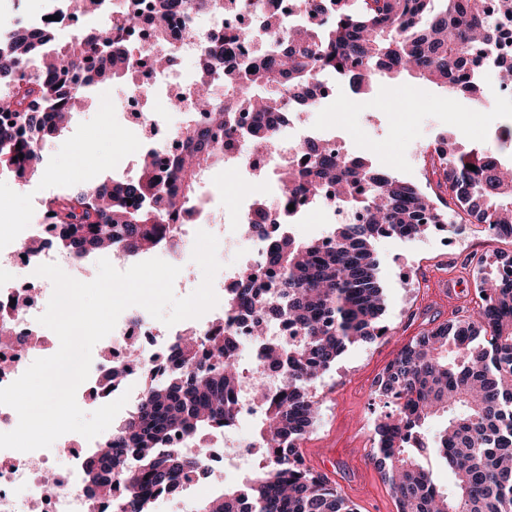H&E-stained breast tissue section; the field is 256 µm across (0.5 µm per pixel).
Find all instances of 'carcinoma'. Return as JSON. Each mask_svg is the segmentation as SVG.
Wrapping results in <instances>:
<instances>
[{
  "label": "carcinoma",
  "instance_id": "1",
  "mask_svg": "<svg viewBox=\"0 0 512 512\" xmlns=\"http://www.w3.org/2000/svg\"><path fill=\"white\" fill-rule=\"evenodd\" d=\"M491 1L497 14L512 18V0H307L313 13L329 15L327 28L293 35L281 31L277 17H265L262 25L279 37L278 47L224 78L227 105L209 80H199L196 89H205L209 100L204 106L193 100L192 110L209 114L222 130L232 128L241 105L261 117L284 91L311 107L321 70L336 74L360 98L375 76L407 73L479 105L484 83L467 67L474 50L494 45ZM225 2L152 0L157 30H164L169 16L203 6L221 15ZM238 39L200 38L206 63L224 60L225 46ZM35 57L36 71L16 77ZM134 73L120 27L107 25L70 42L50 31L35 36L14 29L9 50H0V88H8L0 95V170L22 180L35 176L39 145L62 135L61 119L76 102L117 78L131 81ZM182 137L186 148L172 165L158 169L142 162L138 177L117 193L104 181L51 198L46 213L54 237L47 245L76 261L114 247L129 256L154 249L164 221L193 202L200 174L224 162V147L210 128L188 124ZM272 137L273 125L260 123L248 144L264 150ZM444 141L445 154L428 151L423 157L425 172L436 176L423 188L365 156L342 158L306 141L305 163L288 171L280 208L257 199V211L276 227L265 248L274 284L270 290L254 287L244 268L224 304L253 314L259 335L267 322L284 320L303 341L265 349L264 364L284 369L285 376L273 392L260 383L253 391L263 411L261 459L242 484L198 512H356L328 478L306 467L300 444L319 412L317 380L346 346L383 335L385 303L373 241L418 237L450 216L457 224L495 225L512 237V178L499 160L509 137L495 147L464 145L452 135ZM330 186L337 203L364 213L362 223L335 225L329 243L294 239L283 209ZM476 265L474 313L410 340L374 383V394L396 405L376 420L371 441L372 461L397 512H512V278H502L481 258ZM234 349L232 337L219 331L190 343L179 337L170 379L147 390L135 413L104 440L105 452L85 458L82 475L90 490L106 493L119 477L125 489L119 512H147L151 495L173 493L197 472L205 448L189 452L173 438L194 442L204 429L235 422L240 367ZM434 419L442 422L435 432L429 429ZM430 455L447 466L448 488H439L421 464Z\"/></svg>",
  "mask_w": 512,
  "mask_h": 512
}]
</instances>
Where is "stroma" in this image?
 I'll list each match as a JSON object with an SVG mask.
<instances>
[{
  "label": "stroma",
  "instance_id": "obj_1",
  "mask_svg": "<svg viewBox=\"0 0 512 512\" xmlns=\"http://www.w3.org/2000/svg\"><path fill=\"white\" fill-rule=\"evenodd\" d=\"M484 110L462 97L403 75L373 83L364 100H356L346 84H338L332 104L314 121L332 122L349 151L406 180L424 182L421 155L429 141L453 133L468 144H495L502 128H512V104L499 101L495 81H487ZM97 141L93 158L79 155L81 145ZM140 148L138 136L118 131L112 114L97 100L76 114L64 135L46 144L42 172L21 181H0V222L37 223L47 200L60 191L112 177L114 153L131 159ZM378 276L385 296L381 318L385 333L370 343L348 345L335 365L316 384L320 414L305 436L301 450L307 466L326 476L353 501L358 512H397L389 488L371 461L370 429L388 412L389 404L375 396L373 383L404 344L442 322L472 314L475 282L467 258L512 255V238L492 234L465 242L442 228L412 238H382L375 244ZM447 279L452 297L438 296L436 282ZM245 471L231 479L199 481L192 494L177 493L159 506L160 512H193L197 503L219 496L230 484H240Z\"/></svg>",
  "mask_w": 512,
  "mask_h": 512
}]
</instances>
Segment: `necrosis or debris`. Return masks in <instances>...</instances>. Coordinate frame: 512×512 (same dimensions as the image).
I'll return each mask as SVG.
<instances>
[{"label":"necrosis or debris","mask_w":512,"mask_h":512,"mask_svg":"<svg viewBox=\"0 0 512 512\" xmlns=\"http://www.w3.org/2000/svg\"><path fill=\"white\" fill-rule=\"evenodd\" d=\"M271 10L278 12L287 28L318 27L322 24L321 16L311 13L304 0H231L223 16L198 12L190 29L186 28L181 16H173L167 25L165 41L159 44L155 41L154 14L149 0H112V10L108 13L100 11L87 18L63 13L58 21L50 22L46 20L44 11L39 10L27 15L24 25L36 32L52 27L65 35L75 25L81 31H90L109 17L125 22L132 31L134 44L141 47L140 52L134 55L139 78L126 94L129 101L127 111L134 114L135 123L143 133L142 153L152 152L165 160L180 151L183 140L180 129L172 128L162 114L167 111L171 97L179 95L188 99L193 95L199 74L194 63L200 57V37L208 34L221 36L229 32L240 34V41L230 47L228 62L258 58L272 47L273 39L270 34L257 29L256 21ZM156 55L174 57L180 63L179 68L152 66L150 59ZM163 78L169 81L166 93L156 95L154 107H147L140 99L141 88L156 86ZM279 104L287 108L294 119L277 124L276 135L263 154L256 155L244 148L254 124V115L248 111L237 112L233 144L224 150L225 166L236 168L250 179L267 184L268 194L275 200L280 199L282 189L268 184L273 158H280V166L284 169L296 165L300 160L298 146L306 140L318 142L339 155L346 152L343 139L327 126L309 122L306 113L297 110L289 95H282ZM317 211L328 213L336 224H357L363 217L360 211L338 205L332 189L328 188L317 198L295 203L293 210L288 213V222L293 226L308 223L312 213ZM219 213L218 205L199 200L172 222V236L177 246L167 252L170 264L182 265L187 245L194 241L197 231L203 229L218 237L224 251L239 256L236 264L225 267L221 288L236 287L239 270L243 267L250 269L257 280H264V244L272 234V227L268 224L258 225L252 194L246 192L240 195L227 224L218 223ZM42 239L40 225L23 224L15 240L0 241V257L7 260L6 267H0V301L5 304L4 310L0 311V326L8 327L12 333L11 344L0 348V387L8 386L24 373L25 357L44 352L42 338L37 335L36 329L37 318L43 312L41 298L47 290L42 286V277L35 274L38 264H58L82 280L88 276L86 264L73 262L66 254L56 251L45 249L38 259H26L27 245ZM219 320L223 321L227 335L235 337L239 346L253 351L270 345L285 346L301 341L300 333L285 323L271 326L265 335H255L253 316L242 313L230 315L219 311L195 322L194 327L205 332ZM184 331L181 325L160 329L157 320L144 308H129L118 319L114 330L95 347L91 367L97 372L99 383L86 390V397L106 404L111 397L125 394L129 397L125 410L133 412L144 393L132 391V383L147 373L166 379L170 372L173 346ZM148 337L158 339L161 349L157 352L142 351L138 366L126 367L124 360L112 357V348L124 351ZM116 369L124 370L123 381L113 387L111 395L102 394L100 382L106 381ZM68 446L69 438L64 435L49 449L31 452L0 449V512H100L106 499L87 490L81 478V462H74L64 469L53 465L56 452ZM48 471L54 476L49 484L44 481V474Z\"/></svg>","instance_id":"necrosis-or-debris-1"}]
</instances>
